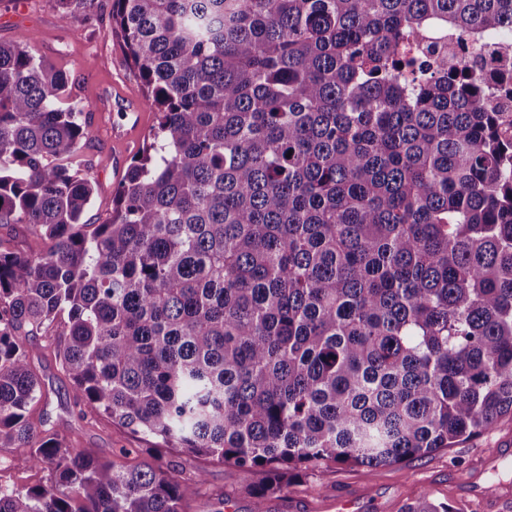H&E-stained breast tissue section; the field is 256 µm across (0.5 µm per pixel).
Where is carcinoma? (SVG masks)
Wrapping results in <instances>:
<instances>
[{"instance_id": "1", "label": "carcinoma", "mask_w": 512, "mask_h": 512, "mask_svg": "<svg viewBox=\"0 0 512 512\" xmlns=\"http://www.w3.org/2000/svg\"><path fill=\"white\" fill-rule=\"evenodd\" d=\"M112 27L157 124L91 230L72 81L0 42V224L49 241L0 249V448L48 471L0 512H186L203 483L35 430L40 337L154 451L267 469L252 512L512 422V89L474 61L503 34L512 68V0H112Z\"/></svg>"}]
</instances>
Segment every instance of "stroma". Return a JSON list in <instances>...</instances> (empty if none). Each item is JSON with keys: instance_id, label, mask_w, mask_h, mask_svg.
I'll list each match as a JSON object with an SVG mask.
<instances>
[{"instance_id": "35a3bbf8", "label": "stroma", "mask_w": 512, "mask_h": 512, "mask_svg": "<svg viewBox=\"0 0 512 512\" xmlns=\"http://www.w3.org/2000/svg\"><path fill=\"white\" fill-rule=\"evenodd\" d=\"M30 35L36 37L41 55L76 82L74 93L93 131L72 159L94 186L83 221L105 223L116 188L156 123L155 112L144 109L139 128L129 138H112L118 120L112 108L115 97H144L122 39L112 29V0H96L90 15L70 25L61 21L56 0H0V41L21 42ZM33 366L41 380L34 426L67 428L74 447L93 449L119 466L152 461L145 440L129 429L83 417V405L46 341H38ZM175 461L183 476L203 473L204 491L223 495V512H251L245 488L267 477L262 470L245 471L188 453ZM467 477L480 486L496 485L501 496L497 512H512V423L400 464L373 469L328 465L291 482L268 501L267 512H402L405 504L424 495L452 505L456 512H487L484 502L467 492Z\"/></svg>"}]
</instances>
